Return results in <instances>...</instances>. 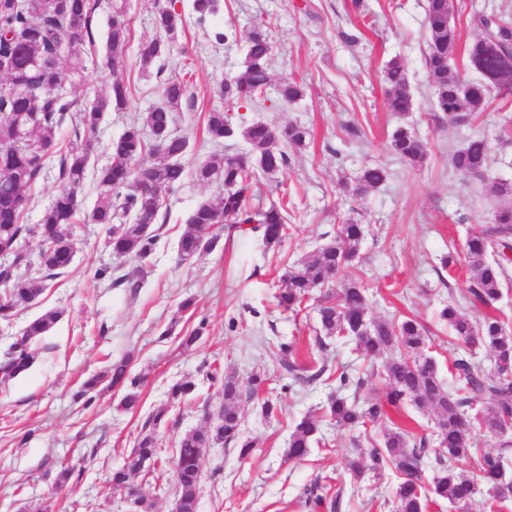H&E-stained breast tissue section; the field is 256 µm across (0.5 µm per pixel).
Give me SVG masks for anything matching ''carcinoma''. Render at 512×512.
Returning a JSON list of instances; mask_svg holds the SVG:
<instances>
[{
  "label": "carcinoma",
  "mask_w": 512,
  "mask_h": 512,
  "mask_svg": "<svg viewBox=\"0 0 512 512\" xmlns=\"http://www.w3.org/2000/svg\"><path fill=\"white\" fill-rule=\"evenodd\" d=\"M455 0H426L425 64L433 89V110L453 126H466L485 110L491 93L512 95V18L502 12H483L472 18L479 31L470 43H461L460 28L454 21ZM222 9V0H192L191 14L203 23ZM94 0H0V249L14 251L13 265L0 268V320L10 321L18 311L31 306L43 293L46 281L64 274L74 258V224L80 210L79 193L87 178L93 154V141L107 112L123 108L128 87L120 80L111 92L84 105L60 91L70 79L82 78L86 69L84 48L94 41L92 24ZM153 24L156 35L139 43L137 56L144 64L162 58L169 41L185 27V17L175 3L157 7ZM130 17L126 0H112L108 18L105 54L100 65L117 68L123 62L130 42ZM273 43L261 27L249 33L244 44L242 70L224 78L220 95L225 109L208 113L205 131L210 141L240 140L244 149L235 155L213 153L189 169L184 163L187 136L173 130V112L187 101L188 84L182 78L163 82L164 105L143 113L111 144V163L95 173L98 199L90 221L107 226L106 244L112 253L137 262L154 253L157 234L154 225L162 215L166 197L178 190L187 176L202 184L219 182L223 194L218 203L201 202L189 214L178 252L188 260L217 247L224 225L232 224L242 233H257L268 247L288 237V209L272 204L249 208L246 200L262 177L271 178L288 167L287 149L307 147V128L290 125L284 129L263 121H235L231 111L266 95L272 84L270 65ZM462 53L467 68L477 74L464 79L452 68L456 53ZM384 99L387 109L405 115L413 110V96L404 65L393 59L384 69ZM278 98L296 102L303 89L293 80L277 85ZM74 128L75 140L60 154L59 178L62 191L34 226L23 223L28 191L39 180L48 155L57 148V133L65 126ZM25 145L16 144L17 139ZM393 154L409 168L425 158V144L416 130L397 126L390 136ZM491 146L474 135L456 150L451 166L461 176L480 177L487 168ZM148 153L159 156L156 164L145 165ZM388 171L382 167L363 169L354 180L343 183V192L361 195L382 185ZM33 234L42 248L31 258L22 241ZM363 225L346 220L336 234L310 257L289 267L281 280L278 305L295 312L314 291L320 292L316 307L325 338H317L324 350L332 337L349 338L364 353L382 361L389 382L386 403L397 407L408 402L418 409L436 412L435 427L441 453L429 485L422 483V461L427 456V440L417 439L407 430L384 435L381 447L370 451L372 468L385 465L400 473L395 490L396 512H424L426 501H446L458 512H474L476 480L488 488L495 500L512 499V477L500 467L501 453L488 452L479 462V478L459 470L453 462L469 455L476 432L489 433L512 420V330L491 312L480 319L467 316L451 303L439 316L453 336L467 344L487 348L497 365V375L486 377L469 359L454 360L455 385L448 387L439 377L432 358L424 354L427 333L416 320L398 323L376 318L362 282L346 276L359 255ZM471 276L468 300L491 308L501 295L512 262V204L498 206L491 222L473 232L465 242ZM42 279L29 275L32 266ZM112 286L140 287L139 281L125 274L112 278V269L96 271ZM61 312L47 310L24 328L11 352L0 362V383L23 374L35 361L32 344L49 333ZM123 389L118 408L135 409L139 404L138 380L130 377L129 360L123 358L91 375L79 396L91 404L102 384ZM265 383L262 374H252L247 382L235 376L224 377L222 406L210 422L180 437L171 460L179 488L180 512H197L196 491L202 475L203 450L216 445H232L246 458L255 441L241 428L240 401L258 395ZM384 403V404H386ZM384 404L350 401L338 393L330 395L326 412L339 427H356L375 422L384 415ZM319 419L306 415L295 425L288 443V459L304 457L319 441ZM162 449L153 432L142 435L123 466L112 471V489L132 500L135 512H151L152 505L133 490L130 479L141 473L140 464L158 460Z\"/></svg>",
  "instance_id": "1"
}]
</instances>
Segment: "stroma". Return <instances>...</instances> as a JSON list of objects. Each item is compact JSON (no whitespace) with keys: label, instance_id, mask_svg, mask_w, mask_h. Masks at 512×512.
Masks as SVG:
<instances>
[{"label":"stroma","instance_id":"1","mask_svg":"<svg viewBox=\"0 0 512 512\" xmlns=\"http://www.w3.org/2000/svg\"><path fill=\"white\" fill-rule=\"evenodd\" d=\"M158 0H127L131 40L121 67L102 69L96 56L105 47L109 0H98L95 42L80 83L65 91L84 102L108 92L113 80L130 88L127 105L109 112L99 128L91 169L110 160L109 144L149 108L163 101L165 78H183L190 98L176 112L175 129L189 138L187 164L214 151L204 131L207 113L222 107L218 87L242 64L243 43L256 24H263L274 43V81H298L304 95L294 103L268 90L263 101L241 109L249 120L285 128L308 127L309 147L290 152L289 165L275 178L262 181L251 197L254 207L287 202L292 229L282 244L266 248L255 236L225 229L214 250L181 259L178 241L188 214L201 202L217 201L222 187L186 180L171 194L158 223V244L145 264L112 254L106 228L86 219L97 200L94 179H87L80 197L85 216L75 226V257L67 273L48 282L36 305L0 323V360L26 324L46 310L61 311L53 330L34 348L33 366L22 377L0 385V512H128L121 493L110 483L135 446L149 417L164 412L158 429L163 462H170L180 436L204 426L209 411L223 401L210 373L247 379L267 376L263 394L277 403L275 417H264L255 400H242V430L254 438L250 456L217 445L205 449L198 512H329L305 504L311 488L338 498V512H392L400 476L385 467L353 478L348 462L380 444L396 428L415 437L435 438V415L405 405L387 408L377 422L358 430L338 427L324 418L330 392L360 401L384 400L388 390L382 370L356 351L354 344L332 340L323 356L330 380L306 382L304 365L316 348L319 331L315 301L299 313L278 307L275 295L289 266L317 250L334 235L338 224L354 218L366 226L359 256L349 269L364 283L373 316L395 322L410 317L425 324L430 339L425 353L433 357L444 383L449 367L461 356L495 376L494 360L484 347L457 342L439 311L461 304L474 317L482 311L465 302L470 276L466 263L444 271L440 259L462 252L470 232L489 222L497 204L480 180L451 168L452 153L479 134L493 144L488 177L512 181V146H498L505 118H512V97H491L473 124L448 127L432 111V87L425 60V0H223L221 12L204 23L189 20L171 50L160 61L142 65L134 45L154 37ZM235 30L237 38L222 44L214 28ZM356 34L357 43L341 39ZM404 63L413 94V110L401 116L384 104L383 71L388 61ZM407 123L422 138L427 156L422 166L405 167L389 148L393 129ZM385 167L388 180L362 196L343 194L340 182L367 166ZM58 160L30 189L24 221L38 223L41 213L61 191ZM114 274L135 273L141 288L112 287L98 279V268ZM203 334L192 347L181 344L194 328ZM299 347L295 371L280 364L279 340ZM129 358L140 378L141 403L123 413L115 390L100 391L91 406L74 396L91 374L113 361ZM348 372L366 379L362 390L338 388L332 375ZM190 382L193 392L173 400L169 389ZM321 416L322 444L301 459L286 458L291 431L306 414ZM75 472L65 488H57L62 465ZM132 483L153 505V512H172L179 495L171 471L136 475Z\"/></svg>","mask_w":512,"mask_h":512}]
</instances>
